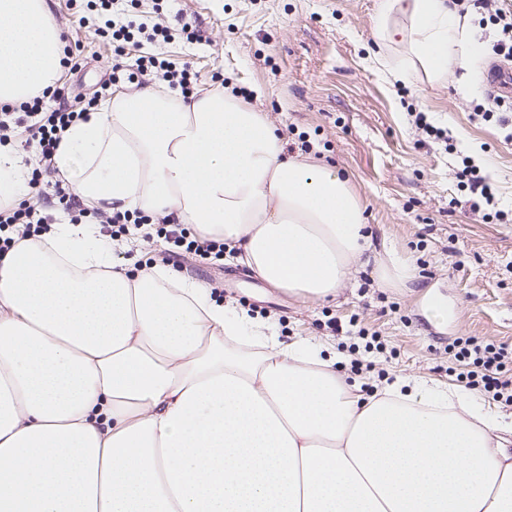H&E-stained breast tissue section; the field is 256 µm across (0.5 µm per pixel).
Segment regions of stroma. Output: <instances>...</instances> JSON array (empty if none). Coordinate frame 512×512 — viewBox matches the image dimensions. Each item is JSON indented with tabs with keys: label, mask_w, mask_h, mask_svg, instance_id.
<instances>
[{
	"label": "stroma",
	"mask_w": 512,
	"mask_h": 512,
	"mask_svg": "<svg viewBox=\"0 0 512 512\" xmlns=\"http://www.w3.org/2000/svg\"><path fill=\"white\" fill-rule=\"evenodd\" d=\"M66 47H84L75 70L58 84L69 96H92L108 78L114 53L110 35L98 34L100 7L93 0H47ZM381 0H111L114 19L151 23L182 15L194 40L175 33L167 42L124 46L126 60L141 53L187 64L196 88L214 75L245 92L266 113L285 144L306 136L311 158L346 173L366 205L377 240L408 255L416 279L383 288L374 264L357 267L333 300H303L267 285L226 258L182 260L179 272L211 285L216 299H236L276 325L281 340L300 336L353 353L355 373L368 386L398 377L468 386L451 347L474 336L512 347V108L497 119L480 116L489 97L486 75L501 28L481 5L470 6L469 25L480 48L470 66H454L447 81L424 77L396 81L371 63L384 53L375 19ZM427 113L448 130L444 143L427 138L412 115ZM472 157L495 188L493 215L471 211L457 178ZM377 333L383 352L359 349L357 328Z\"/></svg>",
	"instance_id": "1"
}]
</instances>
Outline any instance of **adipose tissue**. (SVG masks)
I'll list each match as a JSON object with an SVG mask.
<instances>
[{
	"label": "adipose tissue",
	"instance_id": "ef3b65f1",
	"mask_svg": "<svg viewBox=\"0 0 512 512\" xmlns=\"http://www.w3.org/2000/svg\"><path fill=\"white\" fill-rule=\"evenodd\" d=\"M376 31L434 83L470 43L453 0H382ZM47 0H0V104L53 88ZM54 178L89 208L192 225L266 284L336 297L362 260L401 288L350 178L286 155L230 90L148 85L62 134ZM27 190L0 146V206ZM60 218L0 253V512H512V420L424 378L368 395L325 343Z\"/></svg>",
	"mask_w": 512,
	"mask_h": 512
}]
</instances>
